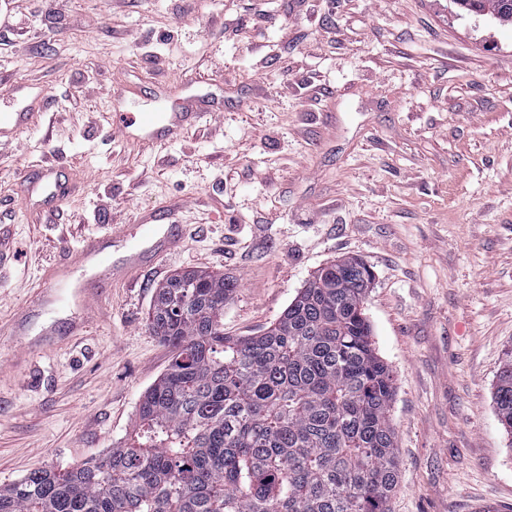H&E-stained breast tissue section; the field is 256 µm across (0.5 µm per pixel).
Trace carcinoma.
<instances>
[{"label": "carcinoma", "mask_w": 512, "mask_h": 512, "mask_svg": "<svg viewBox=\"0 0 512 512\" xmlns=\"http://www.w3.org/2000/svg\"><path fill=\"white\" fill-rule=\"evenodd\" d=\"M504 2L457 0L512 24ZM372 279L358 258L334 261L265 332L227 336L234 279L173 275L149 321L174 356L122 445L0 488V512H389L396 384L364 313ZM495 403L512 434V346Z\"/></svg>", "instance_id": "obj_1"}]
</instances>
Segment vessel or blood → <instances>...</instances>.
Returning a JSON list of instances; mask_svg holds the SVG:
<instances>
[{
  "label": "vessel or blood",
  "instance_id": "vessel-or-blood-1",
  "mask_svg": "<svg viewBox=\"0 0 512 512\" xmlns=\"http://www.w3.org/2000/svg\"><path fill=\"white\" fill-rule=\"evenodd\" d=\"M191 115L187 112H128L120 117L116 131L122 139H129L133 132H141L143 138L156 141L180 134ZM181 240V227L162 224L155 219L142 220L136 233L127 227L113 228L110 239L90 237L78 247L68 249L57 268L58 276L89 266L97 267L104 278L79 289V300L84 309H92L107 282L134 279L148 263L158 261L169 253ZM120 244L121 259H114L108 243Z\"/></svg>",
  "mask_w": 512,
  "mask_h": 512
}]
</instances>
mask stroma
<instances>
[{
  "label": "stroma",
  "mask_w": 512,
  "mask_h": 512,
  "mask_svg": "<svg viewBox=\"0 0 512 512\" xmlns=\"http://www.w3.org/2000/svg\"><path fill=\"white\" fill-rule=\"evenodd\" d=\"M0 87L37 114L0 139V487L124 440L172 359L147 313L174 273L235 279L224 332L255 336L355 256L396 380L390 512H512L495 403L512 346L511 25L455 0H0ZM190 95L210 115L173 140L112 129ZM43 166L66 191L27 206L21 172ZM151 214L181 243L84 316L52 279L65 250ZM50 281L57 302L34 306Z\"/></svg>",
  "instance_id": "1"
}]
</instances>
